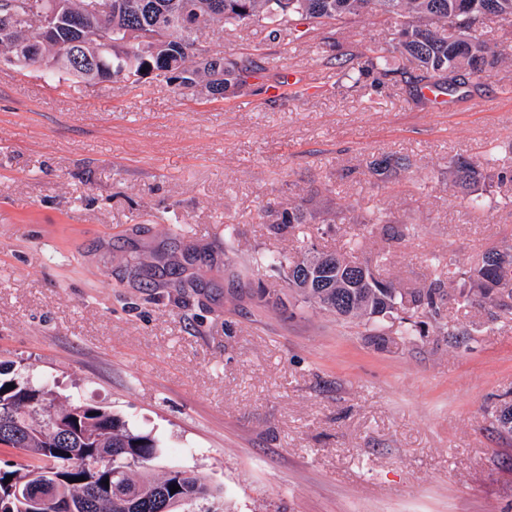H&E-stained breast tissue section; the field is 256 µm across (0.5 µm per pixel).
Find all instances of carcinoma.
<instances>
[{"label":"carcinoma","mask_w":512,"mask_h":512,"mask_svg":"<svg viewBox=\"0 0 512 512\" xmlns=\"http://www.w3.org/2000/svg\"><path fill=\"white\" fill-rule=\"evenodd\" d=\"M112 53L95 65L99 81L142 78L153 70L168 81L188 88L183 76L199 67L218 68L224 79L210 83L208 93L222 97L227 91H243L251 65L222 56H201L196 37L215 23L237 26L264 23L276 27L296 17L314 26H325L376 13L395 21L397 37L392 44L374 46L356 58L359 75H387L399 56L414 59L421 70L418 83L450 93L478 84L481 74L496 67L503 53L480 39L484 20L512 22V0H111ZM51 4L53 36L41 46L49 55L69 59L76 54L77 29L73 15L86 27L101 17L84 11L86 0H0V14L13 11L21 16L14 40L0 41V62L11 63L14 42L24 41L42 29L41 5ZM134 31L161 36L157 52L147 58L130 41ZM51 79L64 78L87 84L83 74L61 64L48 71ZM459 183L469 188L479 175L478 164L466 159L455 162ZM271 230L280 234L306 223L298 207L282 210L267 206ZM501 249L483 251L472 266L459 267L448 259V281H470L488 301L492 314H512V291L496 288ZM331 265L322 269L323 288L294 291L302 302L330 312L340 302L347 306L342 318L356 328L377 330L381 320L395 319L397 309L421 310L437 323L444 335L464 332L439 323L446 297L444 282L434 279L423 288L404 295L389 282L377 279L366 264L333 253ZM14 388H9L8 384ZM21 448L27 461L0 467V512H221L214 507L220 491L192 473L170 470L160 476L148 472L157 458L158 441L142 434L110 410L79 402H56L51 388L20 376L11 363L0 362V447ZM106 465L97 467L100 462ZM12 477L4 483L6 477ZM82 477V482H68ZM109 484H104V481ZM179 486L172 493L173 486ZM186 501L174 507L173 498Z\"/></svg>","instance_id":"cac0c4a2"}]
</instances>
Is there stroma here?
I'll list each match as a JSON object with an SVG mask.
<instances>
[{"label":"stroma","instance_id":"obj_1","mask_svg":"<svg viewBox=\"0 0 512 512\" xmlns=\"http://www.w3.org/2000/svg\"><path fill=\"white\" fill-rule=\"evenodd\" d=\"M481 34L504 60L446 112L417 102L410 58L346 76L342 60L394 39L379 15L201 31V53L252 61L227 98L150 75L76 91L0 64V362L155 436L153 471L193 472L228 512H512V437L493 424L512 403V315L450 283L459 336L379 341L264 262L338 252L407 291L512 247V27ZM460 156L491 210L469 207ZM396 157L408 169L373 173ZM271 203L306 224L273 233Z\"/></svg>","mask_w":512,"mask_h":512}]
</instances>
